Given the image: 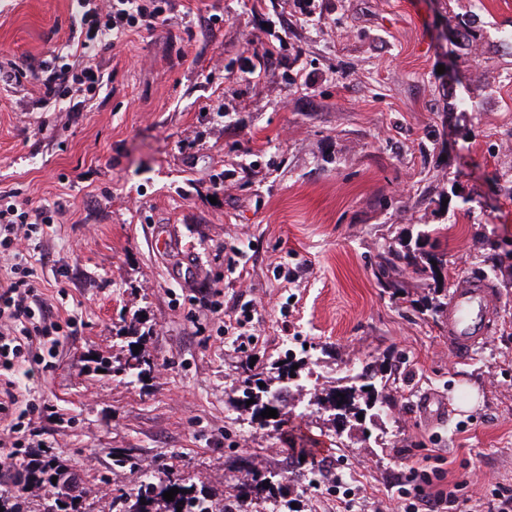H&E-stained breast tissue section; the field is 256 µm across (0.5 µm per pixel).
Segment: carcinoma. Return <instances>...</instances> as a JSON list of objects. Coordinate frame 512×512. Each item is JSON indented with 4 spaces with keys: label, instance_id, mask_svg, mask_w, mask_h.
Masks as SVG:
<instances>
[{
    "label": "carcinoma",
    "instance_id": "1",
    "mask_svg": "<svg viewBox=\"0 0 512 512\" xmlns=\"http://www.w3.org/2000/svg\"><path fill=\"white\" fill-rule=\"evenodd\" d=\"M453 32L457 35L456 42L452 46L456 48L477 49L482 37L480 29L475 25V20L470 15H462L458 18ZM448 270L447 253L438 250L436 242L429 243V249L415 244L413 250L394 258L386 257L377 265L380 282L392 294L398 295L406 291L404 273L409 272L419 279H439ZM292 362L283 360V365L271 364V369L276 374L264 380V386L253 384V377H246L241 384L243 400H254L249 405L255 417L261 416L262 411L268 408L272 391L294 386V393L304 394L306 385L297 380L299 374L292 373ZM150 359L141 354H132L120 371L127 376H136L140 379L151 371ZM378 373L367 367L356 377H346L341 385H324L314 389L307 401L310 408L308 415L319 414L324 421L331 425L345 423L348 419L358 418V415H368L371 411H377L387 407V396L379 393ZM344 397H339V394ZM247 481L237 488L236 494L230 503L221 509L213 508L214 500L203 488H197L195 484L186 483L182 478L167 473L162 477L152 476L141 485L137 493L125 497L120 495L119 512H248L253 501L265 496H272L275 489V477L278 473L258 468L246 470ZM57 481H52V478ZM76 476L59 458L50 456L48 459H38L23 464L17 470V480L11 490H0V508L3 512H23L22 499L34 484H47L55 489V498L68 496V490ZM179 489L174 500L163 498L164 492Z\"/></svg>",
    "mask_w": 512,
    "mask_h": 512
}]
</instances>
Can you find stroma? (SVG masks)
Instances as JSON below:
<instances>
[{"label": "stroma", "mask_w": 512, "mask_h": 512, "mask_svg": "<svg viewBox=\"0 0 512 512\" xmlns=\"http://www.w3.org/2000/svg\"><path fill=\"white\" fill-rule=\"evenodd\" d=\"M154 33L94 46L95 93L48 101L51 53L77 71V0H0V192L49 205L32 262L40 296L77 333L45 337L43 370L0 383V490L24 461L57 455L110 512L148 475L174 472L217 504L239 460L289 469L285 437L254 419L238 386L293 354L303 376L337 381L351 359L382 367L385 415L304 425L322 450L287 484L298 512H401L400 486L454 484L464 512L512 490V0H166ZM475 14L477 50L444 31ZM280 50L262 64L245 39ZM309 75L312 86L296 74ZM480 105L465 112L460 99ZM448 231L453 290L489 281L497 315L465 360L446 317L421 304L432 281L392 296L381 255ZM166 248H157V241ZM142 330L147 379L99 372ZM351 474L339 492L311 469Z\"/></svg>", "instance_id": "stroma-1"}]
</instances>
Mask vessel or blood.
<instances>
[{"label":"vessel or blood","instance_id":"obj_1","mask_svg":"<svg viewBox=\"0 0 512 512\" xmlns=\"http://www.w3.org/2000/svg\"><path fill=\"white\" fill-rule=\"evenodd\" d=\"M490 285L483 280H464L454 288L448 308V343L455 358H467L490 322L493 309Z\"/></svg>","mask_w":512,"mask_h":512}]
</instances>
